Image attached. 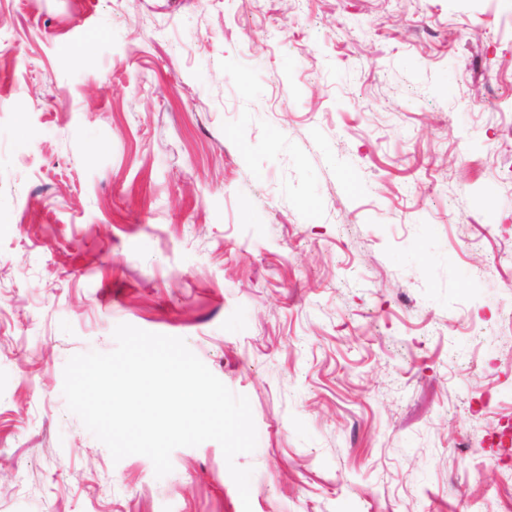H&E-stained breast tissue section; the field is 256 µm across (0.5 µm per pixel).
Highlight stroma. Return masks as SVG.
<instances>
[{
	"mask_svg": "<svg viewBox=\"0 0 512 512\" xmlns=\"http://www.w3.org/2000/svg\"><path fill=\"white\" fill-rule=\"evenodd\" d=\"M0 18V512H243L68 410L121 323L248 398L252 512H512V0Z\"/></svg>",
	"mask_w": 512,
	"mask_h": 512,
	"instance_id": "stroma-1",
	"label": "stroma"
}]
</instances>
